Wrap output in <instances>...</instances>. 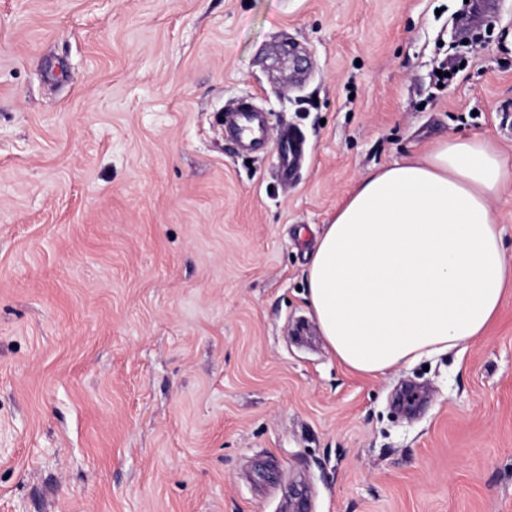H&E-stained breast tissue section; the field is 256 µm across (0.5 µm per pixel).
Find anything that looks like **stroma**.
Wrapping results in <instances>:
<instances>
[{
    "instance_id": "obj_1",
    "label": "stroma",
    "mask_w": 512,
    "mask_h": 512,
    "mask_svg": "<svg viewBox=\"0 0 512 512\" xmlns=\"http://www.w3.org/2000/svg\"><path fill=\"white\" fill-rule=\"evenodd\" d=\"M473 12L0 0V512H512V284L465 351L382 376L301 293L374 168L512 162V0ZM245 98L304 137L291 183L226 139Z\"/></svg>"
}]
</instances>
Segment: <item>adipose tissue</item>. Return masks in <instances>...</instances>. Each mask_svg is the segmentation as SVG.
Segmentation results:
<instances>
[{
	"mask_svg": "<svg viewBox=\"0 0 512 512\" xmlns=\"http://www.w3.org/2000/svg\"><path fill=\"white\" fill-rule=\"evenodd\" d=\"M508 164L482 138L374 169L316 240L306 300L332 354L377 375L480 336L512 279L491 208Z\"/></svg>",
	"mask_w": 512,
	"mask_h": 512,
	"instance_id": "adipose-tissue-1",
	"label": "adipose tissue"
}]
</instances>
